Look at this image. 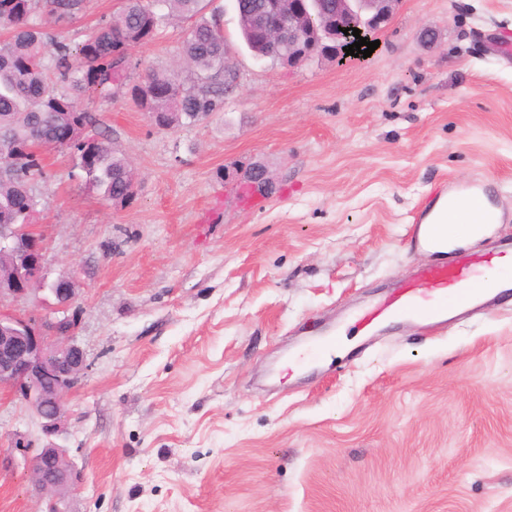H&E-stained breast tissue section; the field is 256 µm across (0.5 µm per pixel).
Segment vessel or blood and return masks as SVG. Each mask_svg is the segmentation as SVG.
Returning a JSON list of instances; mask_svg holds the SVG:
<instances>
[{
	"label": "vessel or blood",
	"instance_id": "b4317fda",
	"mask_svg": "<svg viewBox=\"0 0 512 512\" xmlns=\"http://www.w3.org/2000/svg\"><path fill=\"white\" fill-rule=\"evenodd\" d=\"M466 208L480 212L482 227L489 228L502 221L486 189L477 183L464 193L451 194L419 207L407 226L406 235L419 248L445 246L446 239L439 229L443 216L455 215ZM511 254L512 243H509L494 252L463 254L450 263L417 267L399 288L353 314L350 328L366 334L412 315L432 318L470 308L485 292L512 288V279L505 281L489 275L499 259Z\"/></svg>",
	"mask_w": 512,
	"mask_h": 512
}]
</instances>
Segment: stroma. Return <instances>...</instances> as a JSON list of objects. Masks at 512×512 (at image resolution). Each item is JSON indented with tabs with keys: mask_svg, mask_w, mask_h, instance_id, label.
I'll use <instances>...</instances> for the list:
<instances>
[{
	"mask_svg": "<svg viewBox=\"0 0 512 512\" xmlns=\"http://www.w3.org/2000/svg\"><path fill=\"white\" fill-rule=\"evenodd\" d=\"M214 4L238 76L223 111L162 130L128 91L80 102L132 165L129 200L71 150L43 153L45 273L76 276L90 362L67 399V512H512V299L281 370L432 263L405 237L429 199L489 185L512 242V58L492 50L512 0H400L370 57L290 68L247 49L233 0ZM118 6L85 0L46 28L75 45ZM188 28L171 18L134 48L131 81L183 70ZM257 165L270 190L242 195ZM18 434L41 440L0 386V512H38Z\"/></svg>",
	"mask_w": 512,
	"mask_h": 512,
	"instance_id": "35a3bbf8",
	"label": "stroma"
}]
</instances>
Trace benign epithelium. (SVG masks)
Segmentation results:
<instances>
[{"label":"benign epithelium","mask_w":512,"mask_h":512,"mask_svg":"<svg viewBox=\"0 0 512 512\" xmlns=\"http://www.w3.org/2000/svg\"><path fill=\"white\" fill-rule=\"evenodd\" d=\"M398 0H336V14L308 6V0H269L259 19L263 41L288 40V66L294 67L315 54L325 41L346 47L357 41L343 29L357 28L368 41L391 19ZM31 210L25 224L0 225V253L18 256L10 273L0 277V384L21 398L39 421L46 444L34 448L20 438L15 449L23 457L35 451L32 462L43 472L35 482L45 503L43 512H60L59 503L76 486L77 472L68 464L64 446L69 393L89 369L87 354L77 342L78 318L70 313L76 291L74 280H49L44 275L46 243L32 224ZM48 294L52 301L42 312L23 316L2 306Z\"/></svg>","instance_id":"obj_1"}]
</instances>
